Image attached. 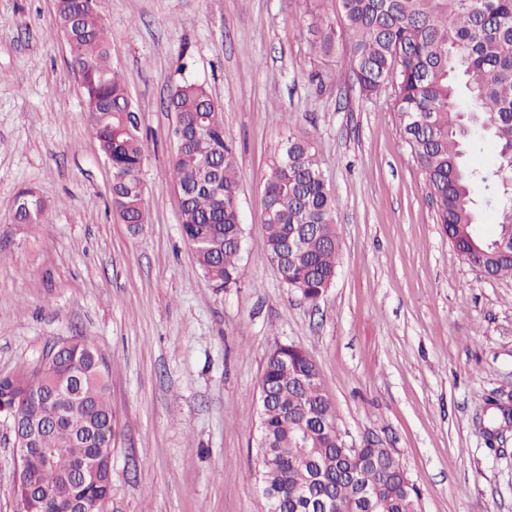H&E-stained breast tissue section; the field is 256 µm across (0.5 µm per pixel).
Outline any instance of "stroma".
<instances>
[{"mask_svg":"<svg viewBox=\"0 0 512 512\" xmlns=\"http://www.w3.org/2000/svg\"><path fill=\"white\" fill-rule=\"evenodd\" d=\"M147 137L149 222L112 211V173L57 31L56 0H0V375L88 337L110 361L112 492L103 512H267L260 380L276 343L315 359L342 429L392 449L421 512H512V423L489 447L488 400L512 394V280L484 278L436 222L394 91L349 77L336 0H95ZM333 46L323 52L320 41ZM205 82L234 141L242 278L217 288L179 223L169 168L174 81ZM336 197V278L317 304L268 261L263 178L288 134ZM47 203L15 220L19 192ZM17 457L0 417V512Z\"/></svg>","mask_w":512,"mask_h":512,"instance_id":"stroma-1","label":"stroma"}]
</instances>
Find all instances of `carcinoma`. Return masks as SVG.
Segmentation results:
<instances>
[{
  "label": "carcinoma",
  "instance_id": "obj_1",
  "mask_svg": "<svg viewBox=\"0 0 512 512\" xmlns=\"http://www.w3.org/2000/svg\"><path fill=\"white\" fill-rule=\"evenodd\" d=\"M351 40L350 73L373 96L396 86L394 111L401 137L416 159L437 223L461 258L493 278H512V0H336ZM57 23L72 67L81 75L85 112L101 155L112 168V210L134 232L148 223L142 178L146 136L112 61L111 46L94 0H58ZM168 107L179 118L171 176L182 203V235L193 247L204 278L218 288L240 284L244 237L239 177L232 137L209 91L197 80L174 82ZM268 260L284 285L315 303L336 277V198L309 143L288 136L263 183ZM493 207L500 222L482 236L479 210ZM46 203L34 190L17 197L21 224L42 223ZM72 363L36 364L0 377V400L24 390L62 393L39 415L50 423L34 443L57 448L50 465L33 471L44 490L57 488L83 448L112 440L106 359L82 337ZM314 358L283 348L267 356L261 384L272 403L260 407L257 450L263 484L282 498L281 512H309L303 489L319 471L330 481L334 512H356L359 484L389 504L379 512H418L419 495L400 477V462L386 448H364L349 465L342 459L336 409L324 392Z\"/></svg>",
  "mask_w": 512,
  "mask_h": 512
}]
</instances>
